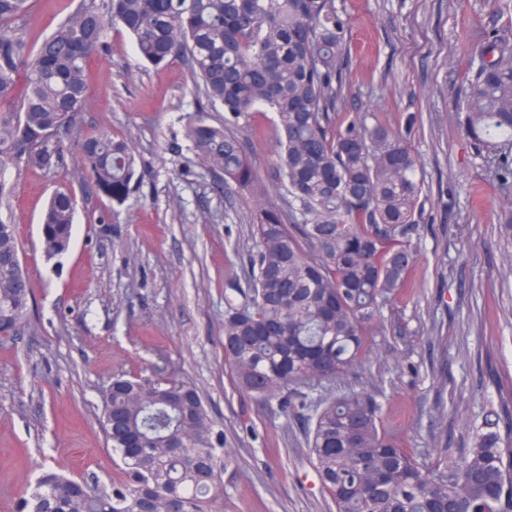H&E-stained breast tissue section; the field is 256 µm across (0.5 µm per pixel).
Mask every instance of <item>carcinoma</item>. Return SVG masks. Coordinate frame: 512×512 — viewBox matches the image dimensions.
<instances>
[{
    "label": "carcinoma",
    "mask_w": 512,
    "mask_h": 512,
    "mask_svg": "<svg viewBox=\"0 0 512 512\" xmlns=\"http://www.w3.org/2000/svg\"><path fill=\"white\" fill-rule=\"evenodd\" d=\"M33 0H0V170L50 169L77 150L92 191L123 201L135 177L126 137L84 131L85 64L108 25L126 30L152 65L186 61L198 94L224 108L184 129L224 190L268 195L238 131L267 110L279 131L284 203L251 215L255 253L246 287L224 288V359L243 391L285 417L311 414L313 466L335 512H512V398L483 432L433 473L386 430L377 394L316 399L314 381L350 373L415 261L419 160L379 115L336 121L347 66L348 18L335 0H90L51 34L27 36ZM469 93L455 102L474 143L498 152L495 179L512 183V38L473 44ZM74 198L57 191L42 219L53 255L70 247ZM17 226L0 220V334L27 328L32 286L20 273ZM107 445L123 478L91 486L47 469L17 512H214L228 465L223 432L196 389L172 379L118 377L102 395Z\"/></svg>",
    "instance_id": "carcinoma-1"
}]
</instances>
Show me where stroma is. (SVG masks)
I'll use <instances>...</instances> for the list:
<instances>
[{
    "label": "stroma",
    "mask_w": 512,
    "mask_h": 512,
    "mask_svg": "<svg viewBox=\"0 0 512 512\" xmlns=\"http://www.w3.org/2000/svg\"><path fill=\"white\" fill-rule=\"evenodd\" d=\"M81 0H36L31 34L52 33ZM347 13L349 120L375 112L408 139L423 183L418 253L404 288L371 328L364 359L319 394L380 393L383 421L426 468L455 461L486 409L512 393V185L496 157L459 129L474 34L512 26V0H336ZM86 66V129L129 136L139 181L99 199L73 161L11 168L10 217L33 286L29 326L0 345V512H15L41 468L116 480L101 399L113 377L193 383L224 432L230 463L217 512H331L307 448L308 419L240 390L224 366V282L249 270L255 202L203 169L184 128L200 109L186 64L152 66L108 29ZM243 134L246 154L281 201L269 117ZM77 200L66 254L43 253L40 222L55 191ZM112 234L99 236V225ZM494 376H487V369Z\"/></svg>",
    "instance_id": "stroma-1"
}]
</instances>
